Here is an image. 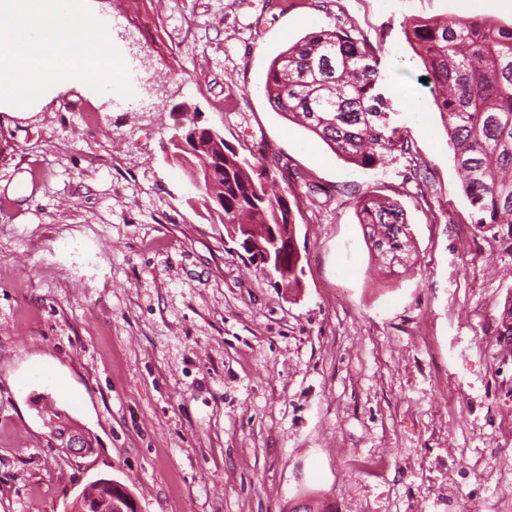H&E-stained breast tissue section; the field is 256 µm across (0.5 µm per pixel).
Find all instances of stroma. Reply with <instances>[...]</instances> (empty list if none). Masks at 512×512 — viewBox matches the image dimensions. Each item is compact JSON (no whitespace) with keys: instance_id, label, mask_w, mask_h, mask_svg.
<instances>
[{"instance_id":"stroma-1","label":"stroma","mask_w":512,"mask_h":512,"mask_svg":"<svg viewBox=\"0 0 512 512\" xmlns=\"http://www.w3.org/2000/svg\"><path fill=\"white\" fill-rule=\"evenodd\" d=\"M135 97L59 94L0 112V512H69L105 478L140 512H448L511 498L487 480L512 446V360L493 334L512 252L470 222L411 19L483 16L498 0H94ZM344 28L383 50L392 125L412 149L371 169L269 103L272 60ZM411 98L400 96V89ZM298 192L296 294L232 242L174 156L183 104ZM99 120L83 121V112ZM26 195L9 193V184ZM397 199L408 264L374 259L354 203ZM94 437L70 458L34 406ZM376 457L383 472L359 473Z\"/></svg>"}]
</instances>
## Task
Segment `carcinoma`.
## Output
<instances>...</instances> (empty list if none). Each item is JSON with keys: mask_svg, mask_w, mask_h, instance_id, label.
<instances>
[{"mask_svg": "<svg viewBox=\"0 0 512 512\" xmlns=\"http://www.w3.org/2000/svg\"><path fill=\"white\" fill-rule=\"evenodd\" d=\"M405 35L432 85L435 103L448 134L453 160L461 174V191L471 209V223L512 249V25L483 17L443 21L412 20ZM380 49L343 29L320 30L300 39L275 57L264 91L272 107L312 132L336 155L363 169L394 151L408 152L412 142L389 125L381 92ZM204 183L219 197L215 212L224 229L231 224H296L288 193L272 189L278 172L253 163L224 146L211 149L210 129L192 123ZM359 223L379 260L392 264L408 258L413 231L405 209L395 200L370 195L357 202ZM287 273L273 274L275 285L301 287L302 256L283 258ZM503 357L512 358V297L494 327ZM106 491L87 512H120V499Z\"/></svg>", "mask_w": 512, "mask_h": 512, "instance_id": "1", "label": "carcinoma"}]
</instances>
